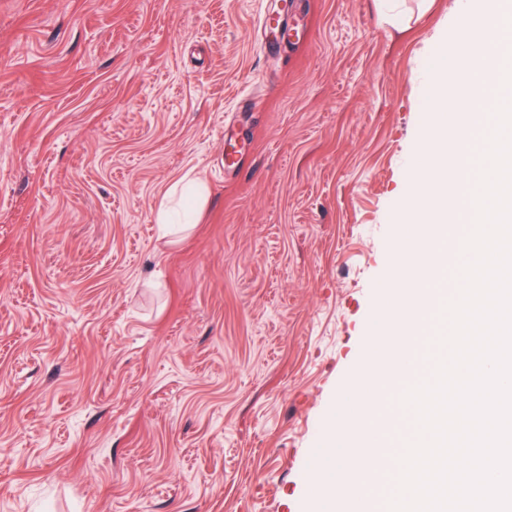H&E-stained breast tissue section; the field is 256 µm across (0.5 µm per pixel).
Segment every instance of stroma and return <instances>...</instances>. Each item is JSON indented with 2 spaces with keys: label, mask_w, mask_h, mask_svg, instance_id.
Wrapping results in <instances>:
<instances>
[{
  "label": "stroma",
  "mask_w": 512,
  "mask_h": 512,
  "mask_svg": "<svg viewBox=\"0 0 512 512\" xmlns=\"http://www.w3.org/2000/svg\"><path fill=\"white\" fill-rule=\"evenodd\" d=\"M466 2L0 0V512H313Z\"/></svg>",
  "instance_id": "obj_1"
}]
</instances>
